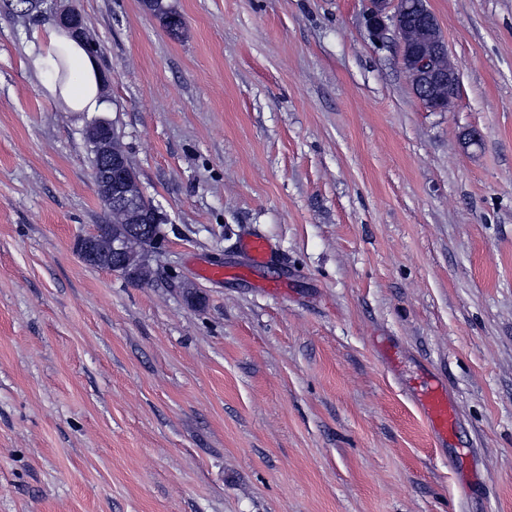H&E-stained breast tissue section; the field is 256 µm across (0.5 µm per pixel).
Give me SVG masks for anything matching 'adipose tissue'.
<instances>
[{
  "instance_id": "obj_1",
  "label": "adipose tissue",
  "mask_w": 512,
  "mask_h": 512,
  "mask_svg": "<svg viewBox=\"0 0 512 512\" xmlns=\"http://www.w3.org/2000/svg\"><path fill=\"white\" fill-rule=\"evenodd\" d=\"M29 45V68L65 111L89 117L104 110L101 69L79 38L52 24L32 29Z\"/></svg>"
}]
</instances>
